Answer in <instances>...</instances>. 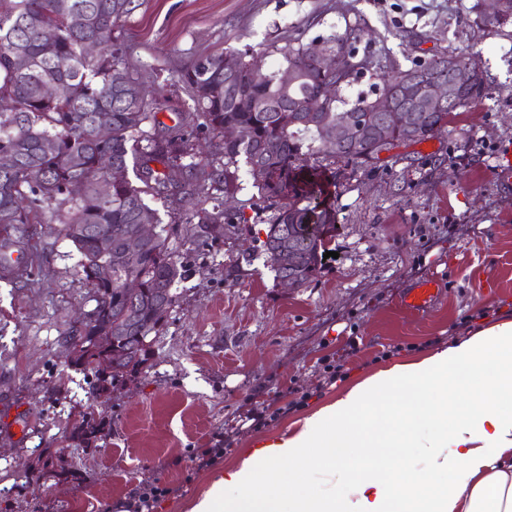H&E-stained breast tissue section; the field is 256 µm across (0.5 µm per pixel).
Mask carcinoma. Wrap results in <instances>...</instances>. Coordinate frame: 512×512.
Returning <instances> with one entry per match:
<instances>
[{
    "label": "carcinoma",
    "mask_w": 512,
    "mask_h": 512,
    "mask_svg": "<svg viewBox=\"0 0 512 512\" xmlns=\"http://www.w3.org/2000/svg\"><path fill=\"white\" fill-rule=\"evenodd\" d=\"M137 7L138 0H0V96L13 103L11 109L0 111V154L14 158L11 169H0V231L23 233L26 225L39 224L47 217L60 224L58 234L79 255L77 273L90 289L95 306L89 320L65 334L68 345L85 341L134 310L141 319H150L152 301L162 299L171 306L178 301L174 285L182 276V265L149 201L169 203L172 214L187 224H222V196L239 189L242 167L258 198L278 205L262 242L266 264L276 278L288 275V270L275 265L274 250L278 242L291 239L307 257L306 268L294 278V286L315 277L335 225H310L311 209L304 204L308 196L300 181L309 159L320 156L333 164L367 168L381 161L380 152L391 150L405 137L402 130L393 129L387 133V145L364 139L330 152L319 131L299 117L300 100H320L322 117L328 123L361 114L377 126L381 118L372 111L370 94L360 92L353 100L346 96L359 77L373 79L372 91L388 90L395 99L403 100L405 73L434 68L453 56L474 68L476 76L460 88L452 110L429 113L417 136L422 141L448 123L450 112L466 109L489 95L487 71L474 54L445 49L427 59H413L406 67L388 49L357 48L366 20L352 6L355 21L346 23L343 33L322 42L305 43L303 31L290 32L284 46L278 48L282 62L275 70H263L246 50L201 55L180 72L178 79L194 103L190 121L204 139L215 143L216 155L209 156L188 137L163 138L143 129L146 123L156 121L157 102L153 89L127 66L120 37L122 22ZM472 12L475 18L466 15L461 22L471 21L500 34L512 23V0H504V7L496 13L481 6ZM49 27L56 30L52 40L42 37V30ZM89 39L101 45L95 58L84 52ZM319 42L342 56L339 70L327 72L316 65L308 50ZM226 57L233 58L240 70L241 77L234 84L226 83ZM285 70H293L299 77L286 96L279 84ZM52 82L62 84L63 95L43 94V86ZM101 112L112 114V135L104 140L94 134ZM229 124L249 128L250 139L224 140V126ZM105 158L133 172V176L112 183L107 197L98 190ZM154 162L163 164L165 170L153 169ZM74 182L83 187L78 197L68 190ZM209 200L215 201L210 210L204 207ZM143 214L157 225L153 243L146 245L136 265L114 258L107 261L111 274L102 273L101 265L92 259L96 249L90 229L105 224L118 240L140 223ZM130 278L140 282L141 295L136 301L124 292ZM160 324L154 322L145 332L127 325L126 335L133 341L118 344V351L142 344L140 336L151 335ZM91 363L89 357L74 367L94 372L96 391L124 378L117 372L106 379Z\"/></svg>",
    "instance_id": "carcinoma-1"
}]
</instances>
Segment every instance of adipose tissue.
Masks as SVG:
<instances>
[{
    "instance_id": "1",
    "label": "adipose tissue",
    "mask_w": 512,
    "mask_h": 512,
    "mask_svg": "<svg viewBox=\"0 0 512 512\" xmlns=\"http://www.w3.org/2000/svg\"><path fill=\"white\" fill-rule=\"evenodd\" d=\"M190 512H512V319L357 381Z\"/></svg>"
}]
</instances>
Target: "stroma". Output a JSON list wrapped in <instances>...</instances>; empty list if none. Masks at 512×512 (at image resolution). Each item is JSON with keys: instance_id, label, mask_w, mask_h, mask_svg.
<instances>
[{"instance_id": "1", "label": "stroma", "mask_w": 512, "mask_h": 512, "mask_svg": "<svg viewBox=\"0 0 512 512\" xmlns=\"http://www.w3.org/2000/svg\"><path fill=\"white\" fill-rule=\"evenodd\" d=\"M475 2L139 0L122 36L130 69L156 89L161 136L186 130L193 102L178 74L199 55L250 47L275 68L289 29L307 25L310 40L342 33L352 4L369 38L394 53L478 54L490 95L434 137L383 153L378 168L320 169L310 206L336 226L333 255L299 288L281 286L256 251L276 206L258 199L247 176L224 206L229 223L217 240L152 201L184 267L179 301L147 362L105 399L92 372L68 365L63 343L94 306L77 253L45 224L11 233L22 261L13 279H0V512H105L155 483L172 492L154 512H189L220 471L356 380L512 318V170L499 167L512 153V37L460 23ZM407 30L423 41L401 45ZM426 276L440 283L431 309L400 311L403 289ZM351 340L358 349L350 353ZM332 361L344 376L329 385L323 368ZM255 406L275 418L257 430L239 426ZM79 412L101 423L95 450L71 438ZM227 429L232 446L198 467L193 454ZM55 459L68 476L46 472Z\"/></svg>"}]
</instances>
